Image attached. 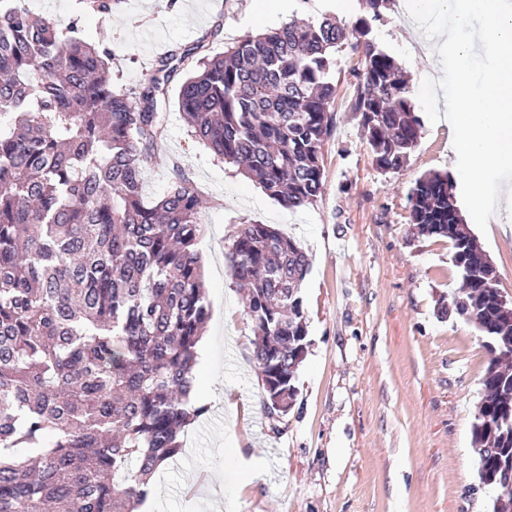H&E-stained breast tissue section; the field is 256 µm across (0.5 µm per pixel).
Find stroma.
Returning a JSON list of instances; mask_svg holds the SVG:
<instances>
[{
    "label": "stroma",
    "instance_id": "stroma-1",
    "mask_svg": "<svg viewBox=\"0 0 512 512\" xmlns=\"http://www.w3.org/2000/svg\"><path fill=\"white\" fill-rule=\"evenodd\" d=\"M37 15L77 23L86 40L107 47L112 76L138 88L167 50L204 43L210 54L241 36L300 19L337 14L336 0H125L107 16L80 0H26ZM374 34L406 71L412 88L439 70L422 31L389 14ZM357 61L339 53L336 110L323 149L326 191L316 205L291 211L195 142L176 101L167 139L144 163L142 194L162 195L182 169L203 195L199 246L210 342L197 359L204 411L182 437L179 458L154 479L159 512H492L496 492L479 487L471 427L490 355L474 325L442 298L460 286L447 240L419 238L408 224L407 194L429 171L451 172L448 130L423 120L418 145L399 173L373 166L355 120L345 115ZM245 224H275L311 262L302 294L311 346L297 379L294 408L279 424L263 410L251 362L253 334L242 295L224 262ZM512 217L490 221L479 241L512 299ZM264 474L252 479L251 456Z\"/></svg>",
    "mask_w": 512,
    "mask_h": 512
}]
</instances>
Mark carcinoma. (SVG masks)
Returning a JSON list of instances; mask_svg holds the SVG:
<instances>
[{"instance_id": "1", "label": "carcinoma", "mask_w": 512, "mask_h": 512, "mask_svg": "<svg viewBox=\"0 0 512 512\" xmlns=\"http://www.w3.org/2000/svg\"><path fill=\"white\" fill-rule=\"evenodd\" d=\"M394 2L359 0L349 26L323 16L247 34L220 55L183 46L131 91L76 24L60 30L24 0H0V512H133L203 413L190 394L210 318L204 200L181 172L160 197L142 195L144 160L166 136V85L195 61L177 91L191 135L282 206H313L336 126L337 53L357 56L346 111L375 168L399 172L418 145L408 78L374 36ZM121 3L82 0L100 16ZM453 189L448 173L423 174L408 224L451 244L452 306L490 353L471 444L512 496V320ZM225 261L244 293L252 363L286 403L311 344L308 256L279 229L245 224Z\"/></svg>"}]
</instances>
